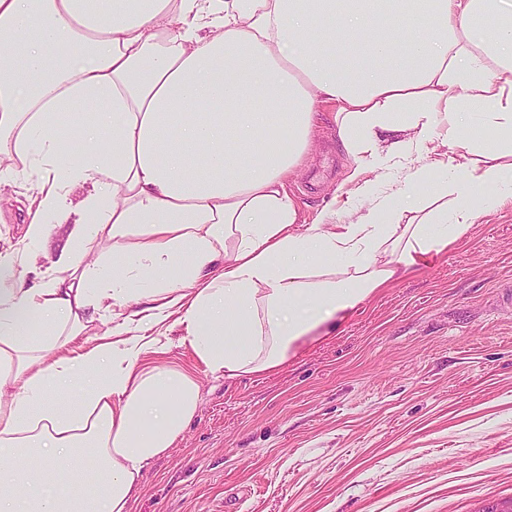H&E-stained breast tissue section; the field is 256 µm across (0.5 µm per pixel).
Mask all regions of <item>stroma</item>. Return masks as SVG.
I'll list each match as a JSON object with an SVG mask.
<instances>
[{
  "label": "stroma",
  "instance_id": "35a3bbf8",
  "mask_svg": "<svg viewBox=\"0 0 512 512\" xmlns=\"http://www.w3.org/2000/svg\"><path fill=\"white\" fill-rule=\"evenodd\" d=\"M350 161L322 110L302 174L301 218L330 202ZM0 247L26 249L11 187ZM512 203L478 217L305 344L276 372H205L183 329L163 362L188 370L199 405L182 438L143 468L133 512H479L512 497Z\"/></svg>",
  "mask_w": 512,
  "mask_h": 512
}]
</instances>
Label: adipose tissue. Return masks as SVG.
Wrapping results in <instances>:
<instances>
[{
	"mask_svg": "<svg viewBox=\"0 0 512 512\" xmlns=\"http://www.w3.org/2000/svg\"><path fill=\"white\" fill-rule=\"evenodd\" d=\"M328 104L352 163L305 220L286 182ZM2 141L0 186L36 168L28 243L70 222L76 246L49 274L0 252V512H132L199 400L142 325L176 318L210 373H267L512 202V17L483 0H0ZM75 183L93 187L76 210ZM73 386L77 406L54 400ZM61 458L68 484L37 493Z\"/></svg>",
	"mask_w": 512,
	"mask_h": 512,
	"instance_id": "obj_1",
	"label": "adipose tissue"
}]
</instances>
